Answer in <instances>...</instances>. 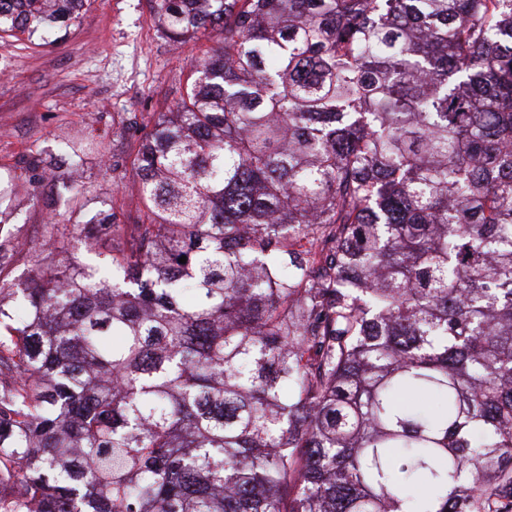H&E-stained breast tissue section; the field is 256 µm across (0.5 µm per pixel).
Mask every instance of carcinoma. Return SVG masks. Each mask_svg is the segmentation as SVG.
<instances>
[{
  "instance_id": "1",
  "label": "carcinoma",
  "mask_w": 512,
  "mask_h": 512,
  "mask_svg": "<svg viewBox=\"0 0 512 512\" xmlns=\"http://www.w3.org/2000/svg\"><path fill=\"white\" fill-rule=\"evenodd\" d=\"M151 3L216 45L0 286V512H512V0Z\"/></svg>"
}]
</instances>
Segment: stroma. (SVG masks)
Returning a JSON list of instances; mask_svg holds the SVG:
<instances>
[{"label": "stroma", "mask_w": 512, "mask_h": 512, "mask_svg": "<svg viewBox=\"0 0 512 512\" xmlns=\"http://www.w3.org/2000/svg\"><path fill=\"white\" fill-rule=\"evenodd\" d=\"M209 47L166 37L149 0H91L78 27L37 45L0 39V184L13 185L12 202L25 215L0 229V280L13 285L30 275L28 255L14 243L42 242L48 218L84 221L109 198L134 209L129 146L184 94L191 61ZM73 136L108 146L106 156L77 163L78 213L44 178Z\"/></svg>", "instance_id": "1"}]
</instances>
